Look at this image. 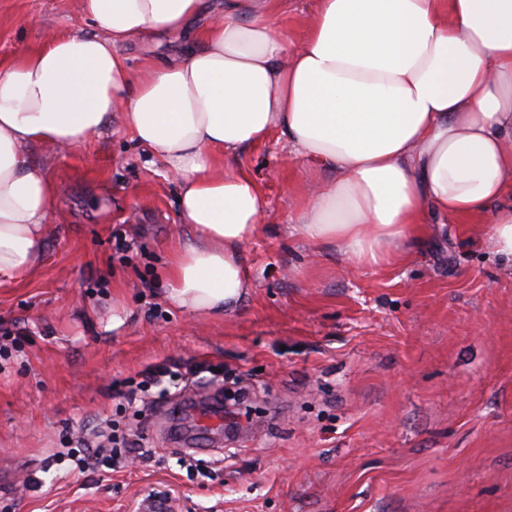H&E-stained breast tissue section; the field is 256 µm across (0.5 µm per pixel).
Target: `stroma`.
<instances>
[{
	"instance_id": "1",
	"label": "stroma",
	"mask_w": 512,
	"mask_h": 512,
	"mask_svg": "<svg viewBox=\"0 0 512 512\" xmlns=\"http://www.w3.org/2000/svg\"><path fill=\"white\" fill-rule=\"evenodd\" d=\"M90 31L76 0H0V63L43 30ZM273 134L234 158L266 213L229 315H188L161 275L192 239L165 164L122 117L29 160L59 185L40 265L0 283V512H512V269L483 225L433 218L387 266L290 232L312 176ZM122 325L113 326V316ZM167 370L143 462L70 473L71 433L136 427L125 393Z\"/></svg>"
}]
</instances>
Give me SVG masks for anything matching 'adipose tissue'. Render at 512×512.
<instances>
[{
  "label": "adipose tissue",
  "instance_id": "ef3b65f1",
  "mask_svg": "<svg viewBox=\"0 0 512 512\" xmlns=\"http://www.w3.org/2000/svg\"><path fill=\"white\" fill-rule=\"evenodd\" d=\"M292 2L79 0L93 32L0 63V281L39 265L58 194L29 148H78L118 113L178 186L193 239L166 297L186 311L221 317L249 291L266 197L228 161L275 131L335 173L296 210L306 239L381 266L428 215L486 216V248L512 263V0H315L294 44L276 25ZM204 15L178 57L135 72L121 53Z\"/></svg>",
  "mask_w": 512,
  "mask_h": 512
}]
</instances>
